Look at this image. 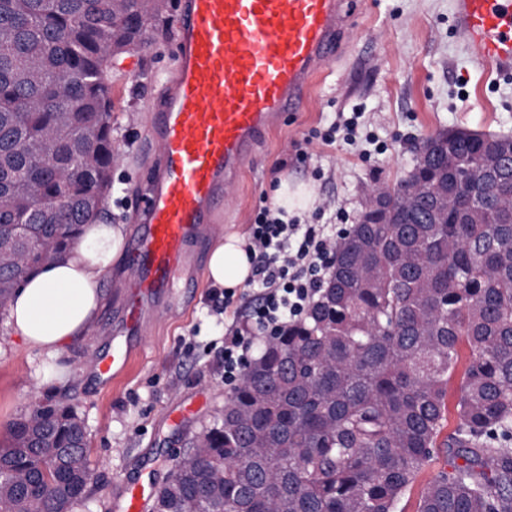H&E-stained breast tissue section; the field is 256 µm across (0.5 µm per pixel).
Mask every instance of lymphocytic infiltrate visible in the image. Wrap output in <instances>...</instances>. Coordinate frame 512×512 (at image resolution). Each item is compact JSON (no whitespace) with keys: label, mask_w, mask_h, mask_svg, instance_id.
<instances>
[{"label":"lymphocytic infiltrate","mask_w":512,"mask_h":512,"mask_svg":"<svg viewBox=\"0 0 512 512\" xmlns=\"http://www.w3.org/2000/svg\"><path fill=\"white\" fill-rule=\"evenodd\" d=\"M336 239L324 225L286 218L274 203L260 206L245 250L252 276L242 293L224 292V380L237 384L246 355L274 328H286L313 301L327 275Z\"/></svg>","instance_id":"lymphocytic-infiltrate-1"}]
</instances>
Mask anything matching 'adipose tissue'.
Returning a JSON list of instances; mask_svg holds the SVG:
<instances>
[{
	"label": "adipose tissue",
	"instance_id": "ef3b65f1",
	"mask_svg": "<svg viewBox=\"0 0 512 512\" xmlns=\"http://www.w3.org/2000/svg\"><path fill=\"white\" fill-rule=\"evenodd\" d=\"M243 236L229 233L214 241L207 255V280L222 288L242 287L251 275ZM125 248L121 225L101 220L83 225L80 243L47 261L16 289L8 311L14 336L50 360L75 340L89 335L106 294L104 276Z\"/></svg>",
	"mask_w": 512,
	"mask_h": 512
}]
</instances>
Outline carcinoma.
Segmentation results:
<instances>
[{
	"mask_svg": "<svg viewBox=\"0 0 512 512\" xmlns=\"http://www.w3.org/2000/svg\"><path fill=\"white\" fill-rule=\"evenodd\" d=\"M171 0H0V309L105 202L112 63ZM448 152V218L393 196L336 249L305 316L262 346L218 419L151 496L156 512H512V162ZM30 224L36 249L15 235ZM468 356H462L463 350ZM457 426L442 436L448 387ZM0 445V512H73L92 493L74 409L36 400ZM463 463L458 464L456 460ZM441 468L448 470L449 466L448 463L446 465L445 458L440 453L433 464L421 473L410 493L403 499L402 512H415L421 489Z\"/></svg>",
	"mask_w": 512,
	"mask_h": 512,
	"instance_id": "carcinoma-1",
	"label": "carcinoma"
}]
</instances>
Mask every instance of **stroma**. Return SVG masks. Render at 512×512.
<instances>
[{"label":"stroma","instance_id":"obj_1","mask_svg":"<svg viewBox=\"0 0 512 512\" xmlns=\"http://www.w3.org/2000/svg\"><path fill=\"white\" fill-rule=\"evenodd\" d=\"M457 0H353V29L334 62L318 75L301 111L286 114L244 169L224 209L217 235L245 233L262 198L281 179L306 183L331 211L357 218L375 184H394L410 169L413 145L437 130L466 128L512 135V63H479L455 18ZM175 14L150 27L145 44L121 58L112 72V184L103 206L126 234L146 176V109L158 92L155 74L174 59ZM360 110L375 148L361 143L322 147L316 135L335 116ZM125 262L102 286L108 301L93 332L66 347L54 363L13 336L0 313V441L9 423L35 399L73 407L91 439L94 490L75 512H117L121 482L152 469L162 481L196 436L209 428L229 393L211 347L224 338V317L214 306L223 288L197 270L184 305L159 314L146 328L142 352L110 386L89 367L108 350L128 290ZM53 365L56 380L42 371Z\"/></svg>","mask_w":512,"mask_h":512}]
</instances>
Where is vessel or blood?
Wrapping results in <instances>:
<instances>
[{
  "mask_svg": "<svg viewBox=\"0 0 512 512\" xmlns=\"http://www.w3.org/2000/svg\"><path fill=\"white\" fill-rule=\"evenodd\" d=\"M175 57L147 128L150 176L127 246L131 291L112 351L92 361L122 374L145 325L173 308L176 278L193 276L262 138L301 111L350 20L349 0H178ZM457 24L484 64L512 61V0H457ZM153 484L119 487L122 512H141Z\"/></svg>",
  "mask_w": 512,
  "mask_h": 512,
  "instance_id": "obj_1",
  "label": "vessel or blood"
}]
</instances>
